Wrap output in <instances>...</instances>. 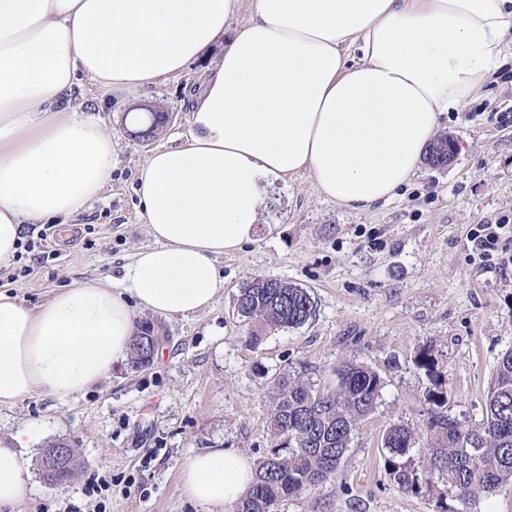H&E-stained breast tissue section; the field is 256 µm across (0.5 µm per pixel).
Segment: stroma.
<instances>
[{
  "mask_svg": "<svg viewBox=\"0 0 512 512\" xmlns=\"http://www.w3.org/2000/svg\"><path fill=\"white\" fill-rule=\"evenodd\" d=\"M213 48L178 76L152 82L98 110L100 90L82 82L73 103L100 119L116 147L111 181L75 216L68 234L58 224L21 227L22 248L0 265V290L36 307L78 283L118 281L124 267L153 239L135 193L140 167L154 150L187 138L193 97L218 56ZM149 104L170 122L151 143L132 137L125 116ZM512 55L487 92L441 120L453 138V161L421 164L395 198L354 212L325 200L309 174L261 184L263 203L250 242L221 256L224 276L211 306L182 317L135 308L163 341L150 366L124 360L66 401L34 392L0 405V437L32 428L25 450L32 493L0 512H214L188 497L181 473L191 456L232 449L258 461L274 444L270 431L275 379L325 388L336 368L355 360L381 378L376 408L358 424L334 478L288 499L278 512H456L447 476L411 494L387 473L382 439L390 427L426 432L442 392V409L474 429L499 358L512 349V265L481 263L468 235L473 225L512 219ZM47 238L28 251L34 233ZM278 278L312 294L315 313L304 325L252 330L237 313L242 287ZM430 355L431 367L420 364ZM67 441L76 467L66 484H50L40 469L48 444ZM112 479L108 497L90 494L96 478Z\"/></svg>",
  "mask_w": 512,
  "mask_h": 512,
  "instance_id": "1",
  "label": "stroma"
}]
</instances>
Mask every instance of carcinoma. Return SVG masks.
I'll use <instances>...</instances> for the list:
<instances>
[{
	"label": "carcinoma",
	"mask_w": 512,
	"mask_h": 512,
	"mask_svg": "<svg viewBox=\"0 0 512 512\" xmlns=\"http://www.w3.org/2000/svg\"><path fill=\"white\" fill-rule=\"evenodd\" d=\"M449 143L446 136L431 142L426 162L447 166ZM236 308L254 324L251 337L257 343L265 330L305 324L315 312V301L305 288L258 277L239 292ZM274 386L270 428L276 444L256 464L252 485L234 503L233 512H277L282 502L332 478L358 423L376 407L382 382L369 367L347 361L336 369V384L322 391L303 380L284 378ZM485 413L477 430L464 428L445 413L430 418L429 470L405 460L415 443L413 430L391 427L383 439L391 479L401 490L418 493L430 484L433 472L442 471L462 502L512 486V349L498 362Z\"/></svg>",
	"instance_id": "cac0c4a2"
}]
</instances>
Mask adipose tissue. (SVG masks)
<instances>
[{"instance_id":"obj_1","label":"adipose tissue","mask_w":512,"mask_h":512,"mask_svg":"<svg viewBox=\"0 0 512 512\" xmlns=\"http://www.w3.org/2000/svg\"><path fill=\"white\" fill-rule=\"evenodd\" d=\"M0 0V264L27 222L68 220L112 176L102 125L66 104L78 75L115 93L177 75L223 43L193 100L190 136L156 150L136 194L153 246L119 284L82 283L30 308L0 292V404L65 400L129 352L132 308L189 316L251 239L263 177L309 173L354 211L419 169L443 114L483 95L512 47V0ZM28 430L0 443V506L31 493ZM233 450L190 457L182 485L217 508L250 486Z\"/></svg>"}]
</instances>
